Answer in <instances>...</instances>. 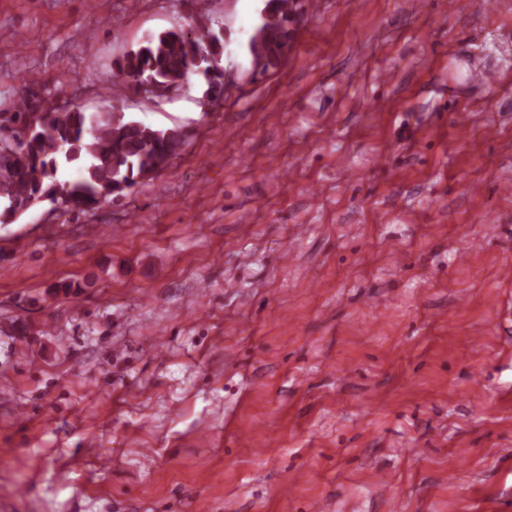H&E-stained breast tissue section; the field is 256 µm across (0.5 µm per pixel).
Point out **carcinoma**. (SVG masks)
<instances>
[{"label":"carcinoma","instance_id":"obj_1","mask_svg":"<svg viewBox=\"0 0 512 512\" xmlns=\"http://www.w3.org/2000/svg\"><path fill=\"white\" fill-rule=\"evenodd\" d=\"M261 38L249 51L263 68L276 67L288 49L289 19L297 0H267ZM224 43L210 20H193L187 30L166 31L116 62V91L152 78L178 87L192 72L208 80L203 105L224 95V72L212 67ZM189 138L184 126L158 128L121 112L63 109L38 85H23L0 112V224H14L37 202L61 198L65 210L85 211L143 180L151 179L180 155ZM78 178L60 183V169Z\"/></svg>","mask_w":512,"mask_h":512}]
</instances>
